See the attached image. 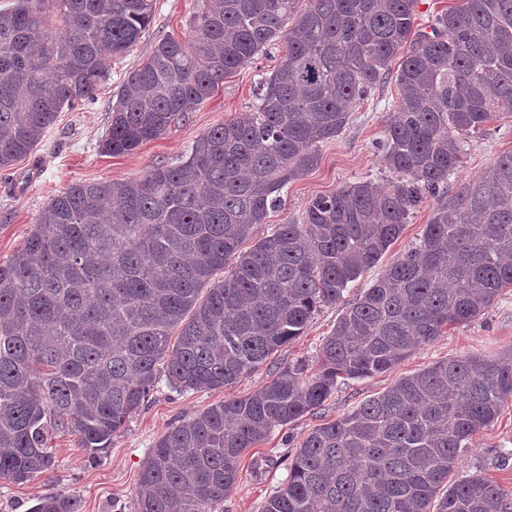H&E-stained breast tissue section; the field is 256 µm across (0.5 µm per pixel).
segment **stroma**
Segmentation results:
<instances>
[{"mask_svg":"<svg viewBox=\"0 0 512 512\" xmlns=\"http://www.w3.org/2000/svg\"><path fill=\"white\" fill-rule=\"evenodd\" d=\"M199 2L155 0L149 28L133 49L112 61L109 75L94 100L61 112L31 154L15 161L9 169H0V261L22 248L50 199L71 184L139 179L149 166L177 162L211 128L252 111L257 83L262 74L278 65L282 45L272 46L269 55L257 56L253 63L227 76L210 99L172 124L160 138L143 143L128 155L110 156L100 151L124 77L147 60L155 42L162 37H188ZM398 100L394 75L384 76L361 101L342 133L321 145L317 167L284 189L282 205L269 213V223L300 220L312 197L362 179L383 187L395 182L397 175L385 164L382 143ZM510 152L512 116H504L468 140L460 167L448 179L449 187L478 177L500 155ZM380 272V267H373L350 283L343 302L321 307L301 336L238 384L217 390L179 391L159 383L126 427L113 435L109 447L96 455L79 448L75 436L54 434L49 442L54 457L50 470L23 484L0 480V512H30L39 498L50 494L76 499L78 512H134L143 460L160 436L182 419L224 398L245 396L259 389L279 366L300 359L315 360L345 303L355 299L360 289L369 287ZM467 354L512 359V288L504 289L484 315L469 324L449 327L443 336L420 346L394 369L347 381L315 413L276 428L269 440L249 449L242 459L237 488L224 501V512H262L269 495L287 479L291 456L315 426L347 413L401 376L436 361ZM476 470L495 481L506 502L512 505V399L490 426L473 437L469 452L459 463V473Z\"/></svg>","mask_w":512,"mask_h":512,"instance_id":"35a3bbf8","label":"stroma"}]
</instances>
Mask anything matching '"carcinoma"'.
Wrapping results in <instances>:
<instances>
[{
    "label": "carcinoma",
    "instance_id": "1",
    "mask_svg": "<svg viewBox=\"0 0 512 512\" xmlns=\"http://www.w3.org/2000/svg\"><path fill=\"white\" fill-rule=\"evenodd\" d=\"M297 2L202 0L188 39L161 38L125 76L101 151L129 154L165 135L280 40L255 109L137 180L70 185L0 261V479L49 470L56 432L93 453L106 447L161 366L176 390L250 376L378 264L428 194L436 206L419 242L345 307L315 364L280 366L156 441L136 512H217L247 449L512 288V153L448 191L464 143L512 114V0H463L428 32L413 30L419 0H310L299 16ZM154 8L15 0L0 11V169L30 154L64 109L93 100ZM398 55L384 142L398 180L383 189L362 179L312 198L299 224L267 223ZM510 398L512 364L478 354L403 376L312 429L262 512H508L481 472L448 476ZM77 509L49 495L31 512Z\"/></svg>",
    "mask_w": 512,
    "mask_h": 512
}]
</instances>
